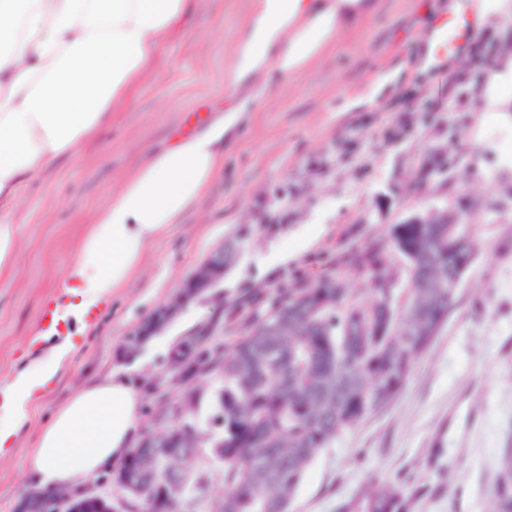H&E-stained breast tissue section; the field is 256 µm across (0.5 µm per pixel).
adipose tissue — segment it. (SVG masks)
<instances>
[{"mask_svg":"<svg viewBox=\"0 0 512 512\" xmlns=\"http://www.w3.org/2000/svg\"><path fill=\"white\" fill-rule=\"evenodd\" d=\"M192 0H0V201L58 156L76 153L124 110L152 72L159 47ZM377 9V0H252L224 74L235 95L244 81L292 77ZM478 109L512 114V52L480 84ZM240 111L152 153L94 212L55 282L63 321L89 328L140 272L155 241L207 195L224 168V141ZM0 379V462L13 454L51 381L69 363L71 338ZM141 396L120 373L76 391L39 430L30 470L45 489L80 491L128 456Z\"/></svg>","mask_w":512,"mask_h":512,"instance_id":"adipose-tissue-1","label":"adipose tissue"}]
</instances>
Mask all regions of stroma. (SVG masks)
<instances>
[{
  "instance_id": "1",
  "label": "stroma",
  "mask_w": 512,
  "mask_h": 512,
  "mask_svg": "<svg viewBox=\"0 0 512 512\" xmlns=\"http://www.w3.org/2000/svg\"><path fill=\"white\" fill-rule=\"evenodd\" d=\"M251 0H196L127 111L73 155L25 183L9 216L22 227L15 264L0 274V378L21 365L42 305L72 257L96 207L115 182L167 146L186 115H245L224 146V171L183 223L160 237L142 273L113 297L35 416L44 424L93 378L126 375L141 393L139 430L182 391L170 348L198 329L230 347L283 286L341 274L368 297L349 256L387 240L412 213L452 208L468 195L476 259L448 319L417 359L402 390L337 435L309 466L290 512H340L365 488L399 485L409 512H493L492 487L512 443V174L491 145L512 148L478 92L460 81L468 51L415 65L432 19L447 0H379L374 14L341 34L307 72L252 82L236 97L224 69ZM387 130L379 143L378 130ZM447 160L424 176L430 154ZM231 248L219 288L191 303L132 360L127 339L176 296L209 255ZM33 433L0 464V512H16L36 482Z\"/></svg>"
}]
</instances>
